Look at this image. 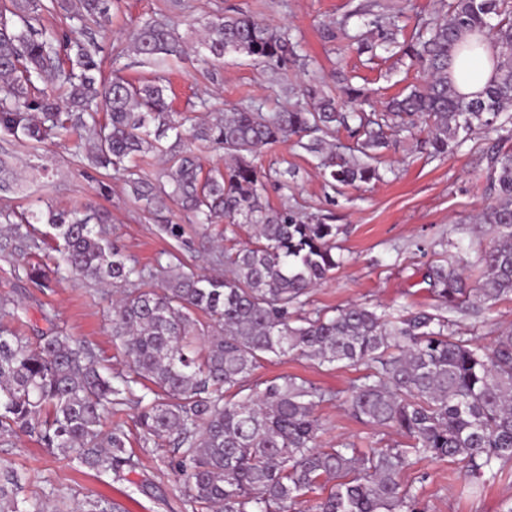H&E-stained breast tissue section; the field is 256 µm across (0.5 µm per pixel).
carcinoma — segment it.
I'll list each match as a JSON object with an SVG mask.
<instances>
[{
    "label": "carcinoma",
    "instance_id": "cac0c4a2",
    "mask_svg": "<svg viewBox=\"0 0 512 512\" xmlns=\"http://www.w3.org/2000/svg\"><path fill=\"white\" fill-rule=\"evenodd\" d=\"M0 7V132L35 149L58 131L78 135L92 166L131 172L150 153L169 156L166 181L128 178L134 198L158 213L171 198L193 218L211 262L222 275L200 274L176 254L154 274L108 238L111 213L84 204L69 209L0 210L7 226L5 256L15 275L43 289L83 278L121 289L113 304L112 336L123 348L127 372H101L95 349L54 326L30 342L0 324V439L35 435L46 448L73 454L77 465L119 478L136 467L129 436L106 428L112 414L136 411L143 446L166 440L184 477V496L205 512H289L309 492L333 486L313 512H416L402 474L425 459L462 458L481 484L512 462V329L487 346L455 334L440 313L392 316L350 304L333 315L304 316V297L340 264L336 225L305 222L263 200L267 174L254 163L265 145L298 137L321 158L330 183L380 178L373 151L387 145L384 128L411 131L431 157L448 153L474 130L512 138V0H448L425 26L403 40L392 22L377 24V39H349L372 56L408 58L424 73L421 84L392 98L380 115L344 112L325 84L302 89L305 104L264 113L241 106L213 113L184 128L189 117L172 111L167 87L135 84L115 68L103 77L95 33L82 28L67 39L45 25L57 9L67 19L96 21L109 0H9ZM497 18L496 23L490 19ZM490 45L493 76L474 96L460 93L453 62ZM134 53L157 63L181 55L183 38L148 18L130 36ZM193 47L220 61L227 53L283 68L296 56L289 34L239 12L205 22ZM67 89L66 100L38 86ZM356 139L360 156L336 154V130ZM171 140L169 145L164 141ZM224 149L230 162L203 171L191 146ZM496 202L484 215L492 239L478 261L484 275L472 288L453 263L429 267L424 278L446 308L472 296L489 307L512 296V151L490 157ZM19 179L0 160V194ZM246 224L255 242L234 253L216 251L210 227ZM54 230L59 261L46 271L23 261L42 249L28 225ZM301 356L320 365H366L342 404L357 420L394 428L405 445L363 451L341 441L321 449L320 404L338 398L296 376H279L258 389L247 377L269 357ZM150 385H145V382ZM14 472L0 469V506L9 512H46L38 499L17 500ZM104 500L71 512H117Z\"/></svg>",
    "mask_w": 512,
    "mask_h": 512
}]
</instances>
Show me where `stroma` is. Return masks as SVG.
<instances>
[{"label":"stroma","mask_w":512,"mask_h":512,"mask_svg":"<svg viewBox=\"0 0 512 512\" xmlns=\"http://www.w3.org/2000/svg\"><path fill=\"white\" fill-rule=\"evenodd\" d=\"M368 14L359 17L361 30L375 37L377 18L396 14L405 33L428 19L437 0H113L108 18L96 30L98 57L104 72L120 63L131 79L163 78L169 81L175 110L199 116L201 100L230 109L250 104L264 112L287 105L282 89L288 84L318 78L339 90L337 72L351 76L352 84L367 89L369 102L382 110L389 98L407 93L421 80L409 61L379 54L368 58L344 38L328 40L325 27L341 20L359 6ZM242 11L258 21L287 28L300 44L303 62L278 69L252 58L229 53L215 63L204 54L187 51L182 58L158 65L132 54L129 36L144 18L166 20L183 38L216 15ZM394 144L381 152L376 164L380 180L357 186L329 187L318 160L294 140L266 146L256 163L265 170H292L287 187L265 183L264 195L275 209L289 207L303 218L339 226L336 252L343 262L331 279L313 288L306 297L310 311H332L350 303L378 305L398 314L435 311L436 297L423 281L429 266L459 257L468 260L466 274L479 285L483 267L477 258L489 238L483 214L493 201L494 179L487 156L491 150H512V139L476 131L462 146L447 155L430 158L416 148L410 133L400 132ZM9 163L24 167L21 189L9 198L0 197V208L31 204L66 208L94 202L108 209L110 237L126 254L146 269H154L161 254L178 248L173 239L159 234L157 219L143 211L129 192L124 172L95 170L78 155L74 139L61 135L46 141L39 150L0 138ZM179 249V248H178ZM21 305L13 329L36 340L47 320H54L64 335L91 344L105 367L124 372L123 357L112 336V308L99 284L68 278L51 290L40 291L18 280L12 263L0 258V296ZM458 335L477 337L490 344L500 330L512 327V297L485 308L467 301L448 310ZM363 367L329 368L306 358L262 361L248 378L255 385L282 376L303 377L322 388L348 392L363 374ZM323 431L321 447L351 441L360 448H384L403 443L390 428H373L353 418L339 401L322 403L316 410ZM129 435L130 451L138 466L124 477L97 475L80 468L57 449L46 448L34 438L21 435L0 442V466L14 469L29 498L59 505L99 496L120 505L122 512H196L183 495V478L170 465V447H143L133 410L114 418ZM411 485L421 512H507L512 507V462L496 482L476 491L462 463L426 460L403 474Z\"/></svg>","instance_id":"35a3bbf8"}]
</instances>
